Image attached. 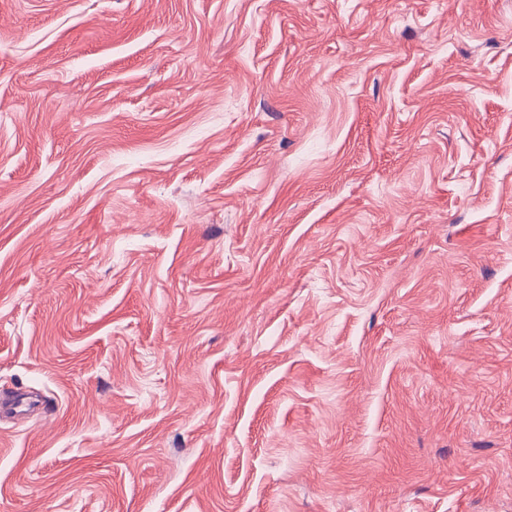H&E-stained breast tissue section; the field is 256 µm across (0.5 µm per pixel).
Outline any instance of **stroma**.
Wrapping results in <instances>:
<instances>
[{
    "label": "stroma",
    "mask_w": 512,
    "mask_h": 512,
    "mask_svg": "<svg viewBox=\"0 0 512 512\" xmlns=\"http://www.w3.org/2000/svg\"><path fill=\"white\" fill-rule=\"evenodd\" d=\"M0 512H512V0H0Z\"/></svg>",
    "instance_id": "stroma-1"
}]
</instances>
